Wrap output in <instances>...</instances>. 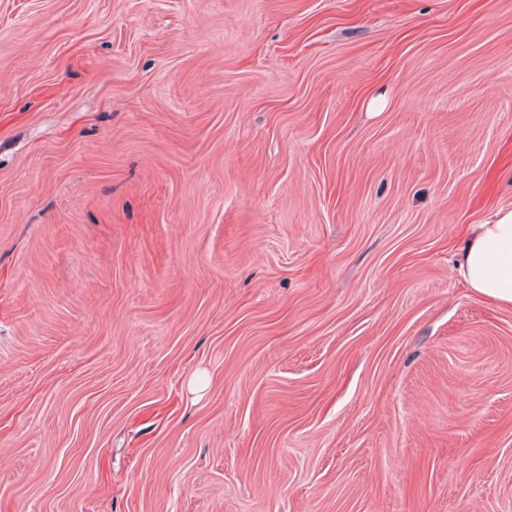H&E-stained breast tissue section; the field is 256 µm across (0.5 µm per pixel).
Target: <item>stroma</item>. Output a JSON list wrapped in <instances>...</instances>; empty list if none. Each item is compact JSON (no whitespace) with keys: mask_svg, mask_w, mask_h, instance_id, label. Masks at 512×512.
I'll use <instances>...</instances> for the list:
<instances>
[{"mask_svg":"<svg viewBox=\"0 0 512 512\" xmlns=\"http://www.w3.org/2000/svg\"><path fill=\"white\" fill-rule=\"evenodd\" d=\"M512 0H0V512H512ZM457 272L476 294L512 307V209L472 224L461 246Z\"/></svg>","mask_w":512,"mask_h":512,"instance_id":"stroma-1","label":"stroma"}]
</instances>
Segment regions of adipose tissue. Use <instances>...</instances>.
Returning <instances> with one entry per match:
<instances>
[{
	"label": "adipose tissue",
	"mask_w": 512,
	"mask_h": 512,
	"mask_svg": "<svg viewBox=\"0 0 512 512\" xmlns=\"http://www.w3.org/2000/svg\"><path fill=\"white\" fill-rule=\"evenodd\" d=\"M457 272L476 294L512 307V209L471 226L458 253Z\"/></svg>",
	"instance_id": "ef3b65f1"
}]
</instances>
